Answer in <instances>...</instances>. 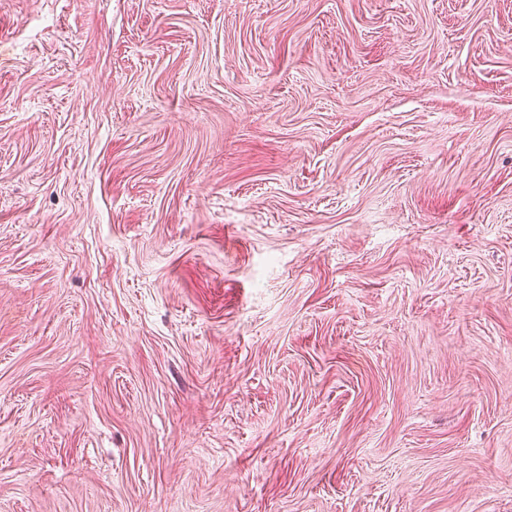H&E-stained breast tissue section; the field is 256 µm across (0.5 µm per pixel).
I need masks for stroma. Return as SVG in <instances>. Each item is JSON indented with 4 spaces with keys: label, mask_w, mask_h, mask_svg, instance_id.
Here are the masks:
<instances>
[{
    "label": "stroma",
    "mask_w": 512,
    "mask_h": 512,
    "mask_svg": "<svg viewBox=\"0 0 512 512\" xmlns=\"http://www.w3.org/2000/svg\"><path fill=\"white\" fill-rule=\"evenodd\" d=\"M0 512H512V0H0Z\"/></svg>",
    "instance_id": "obj_1"
}]
</instances>
